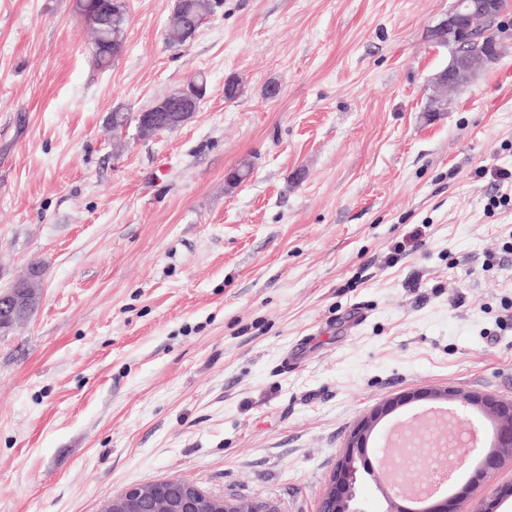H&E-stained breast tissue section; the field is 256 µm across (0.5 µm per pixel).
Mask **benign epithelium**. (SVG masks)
I'll use <instances>...</instances> for the list:
<instances>
[{
  "label": "benign epithelium",
  "mask_w": 512,
  "mask_h": 512,
  "mask_svg": "<svg viewBox=\"0 0 512 512\" xmlns=\"http://www.w3.org/2000/svg\"><path fill=\"white\" fill-rule=\"evenodd\" d=\"M505 12L503 0H464L448 10L446 16L431 30V37L462 44L483 31L490 18H501ZM508 31L505 25L492 33L482 49L461 56H454L448 67L435 77L439 88L462 86L471 82L479 72L496 63L501 56L500 34ZM197 87L188 83L164 96L139 114L136 138L157 136L178 128L171 110L188 97L196 95ZM31 304L30 294H20L15 285L0 294V322L6 318L24 321ZM456 403L462 407L480 411L490 426V441L473 469L469 479L454 493L444 496L427 495L411 503L397 494L389 496V512H457L458 501L481 491L492 475L507 459H512V398L492 394L469 393L446 387L398 394L374 406L349 434L343 449L329 475L326 490L321 497L317 512H351L349 502L353 497L361 469L358 460L372 449L371 437L376 427L397 409L416 402ZM438 428L422 422L410 435L401 440L404 452L424 448L420 459L428 462L431 455L440 452L443 444L461 452L472 441L471 429L464 426L458 414L448 422L446 437L442 441L431 440ZM101 512H280L277 506L266 500H240L232 496L212 494L196 483L184 478L170 477L158 481L132 485L107 500Z\"/></svg>",
  "instance_id": "7a95c632"
}]
</instances>
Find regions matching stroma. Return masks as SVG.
I'll return each mask as SVG.
<instances>
[{"label":"stroma","mask_w":512,"mask_h":512,"mask_svg":"<svg viewBox=\"0 0 512 512\" xmlns=\"http://www.w3.org/2000/svg\"><path fill=\"white\" fill-rule=\"evenodd\" d=\"M74 3L0 0V291L43 284L0 331V512L174 476L317 512L375 404L512 398L511 43L430 112L453 0H217L182 48L128 0L106 69ZM196 77L178 129L113 130Z\"/></svg>","instance_id":"35a3bbf8"}]
</instances>
